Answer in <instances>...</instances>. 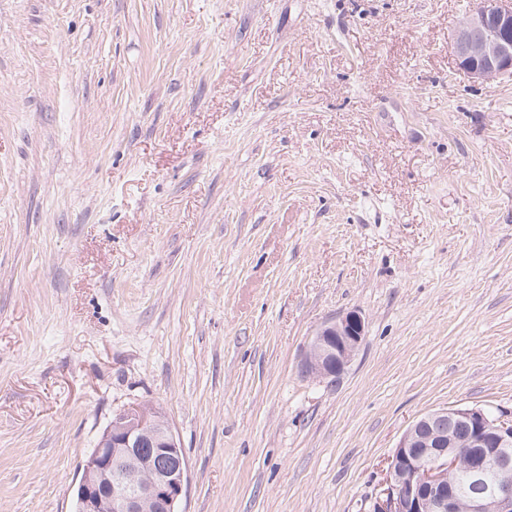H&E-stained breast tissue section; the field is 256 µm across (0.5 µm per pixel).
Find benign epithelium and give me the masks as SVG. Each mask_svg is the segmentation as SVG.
I'll use <instances>...</instances> for the list:
<instances>
[{
	"instance_id": "benign-epithelium-1",
	"label": "benign epithelium",
	"mask_w": 512,
	"mask_h": 512,
	"mask_svg": "<svg viewBox=\"0 0 512 512\" xmlns=\"http://www.w3.org/2000/svg\"><path fill=\"white\" fill-rule=\"evenodd\" d=\"M459 66L491 82L512 76V0H479L453 34ZM365 338L349 312L312 335L301 374L333 385ZM495 473L486 486V469ZM187 464L170 425L138 403L116 414L81 465L76 512H177ZM469 474L460 495L454 479ZM386 497L375 512H512V416L478 407L442 408L415 420L388 458Z\"/></svg>"
}]
</instances>
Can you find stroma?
<instances>
[{"instance_id":"stroma-1","label":"stroma","mask_w":512,"mask_h":512,"mask_svg":"<svg viewBox=\"0 0 512 512\" xmlns=\"http://www.w3.org/2000/svg\"><path fill=\"white\" fill-rule=\"evenodd\" d=\"M478 0H0V512H75L114 412L179 512H373L420 416L512 411V77ZM355 311L340 382L302 376ZM459 66L472 79L512 76V1L480 0L453 34ZM365 321L355 311L323 324L312 335L300 364L301 374L336 384L365 338Z\"/></svg>"}]
</instances>
